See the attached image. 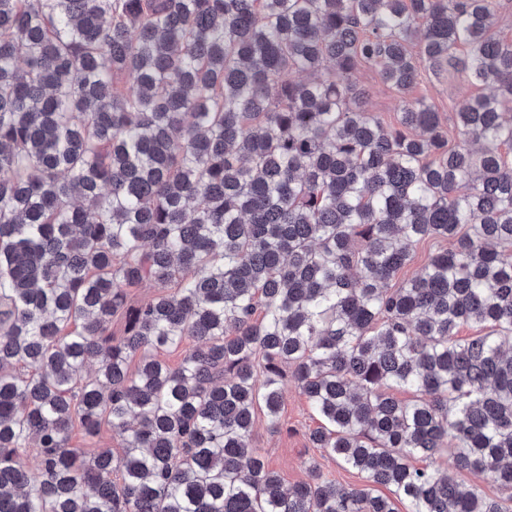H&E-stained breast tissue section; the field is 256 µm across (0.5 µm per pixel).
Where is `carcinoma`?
Listing matches in <instances>:
<instances>
[{"label": "carcinoma", "mask_w": 512, "mask_h": 512, "mask_svg": "<svg viewBox=\"0 0 512 512\" xmlns=\"http://www.w3.org/2000/svg\"><path fill=\"white\" fill-rule=\"evenodd\" d=\"M426 71L490 88L453 146ZM427 239L452 248L391 285ZM507 342L494 0H0V512H512ZM285 367L361 485L286 490L253 448ZM104 424L123 451L89 458ZM357 84L369 90L366 108L370 112H376L387 123L396 121L397 113L403 106V98L392 89L383 85L374 68L369 66L359 67L353 74Z\"/></svg>", "instance_id": "cac0c4a2"}]
</instances>
